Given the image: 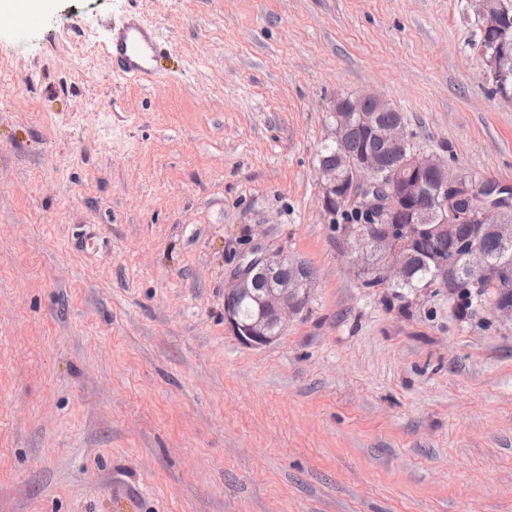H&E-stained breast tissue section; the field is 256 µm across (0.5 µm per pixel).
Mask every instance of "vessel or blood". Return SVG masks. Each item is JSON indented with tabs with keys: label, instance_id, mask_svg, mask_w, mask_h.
<instances>
[{
	"label": "vessel or blood",
	"instance_id": "b4317fda",
	"mask_svg": "<svg viewBox=\"0 0 512 512\" xmlns=\"http://www.w3.org/2000/svg\"><path fill=\"white\" fill-rule=\"evenodd\" d=\"M159 29L134 15L121 28L112 31L104 49L119 77L150 82L158 77L162 57Z\"/></svg>",
	"mask_w": 512,
	"mask_h": 512
}]
</instances>
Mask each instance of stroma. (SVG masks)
I'll return each mask as SVG.
<instances>
[{
  "label": "stroma",
  "mask_w": 512,
  "mask_h": 512,
  "mask_svg": "<svg viewBox=\"0 0 512 512\" xmlns=\"http://www.w3.org/2000/svg\"><path fill=\"white\" fill-rule=\"evenodd\" d=\"M163 76L115 77L131 14ZM0 18V512H512V323L368 288L323 214L336 96L512 185L467 0H46ZM305 262L251 349L224 293ZM252 255L241 264L224 294V325L241 344L260 349L279 339L288 328V320L302 310L312 284V279L303 273L312 272L302 262H288V255L283 253ZM287 262L283 274L290 277L284 278L280 271ZM259 280H265L267 286L264 288L263 282L258 285ZM257 286L263 288L260 293H254ZM230 306L236 307L243 318L254 309L255 312L244 320Z\"/></svg>",
  "instance_id": "stroma-1"
}]
</instances>
